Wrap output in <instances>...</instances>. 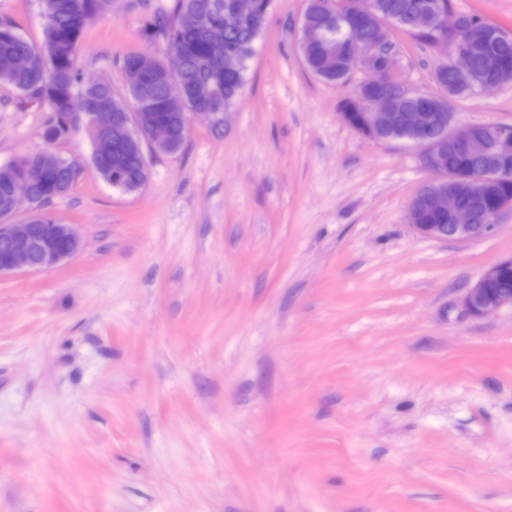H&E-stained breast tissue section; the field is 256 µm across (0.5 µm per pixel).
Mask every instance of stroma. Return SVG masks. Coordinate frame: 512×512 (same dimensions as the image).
Here are the masks:
<instances>
[{
	"mask_svg": "<svg viewBox=\"0 0 512 512\" xmlns=\"http://www.w3.org/2000/svg\"><path fill=\"white\" fill-rule=\"evenodd\" d=\"M307 0H271L221 133L148 153L127 193L84 127L0 84V162L86 164L49 207L83 246L0 276V512H512V309L459 299L512 258V208L487 237L416 234L434 174L419 148L340 117L365 82L329 83L297 42ZM174 0H112L78 49L125 95L126 55ZM33 43L38 0H0ZM406 86L439 94L443 48L394 32ZM512 126V84L456 99Z\"/></svg>",
	"mask_w": 512,
	"mask_h": 512,
	"instance_id": "1",
	"label": "stroma"
}]
</instances>
